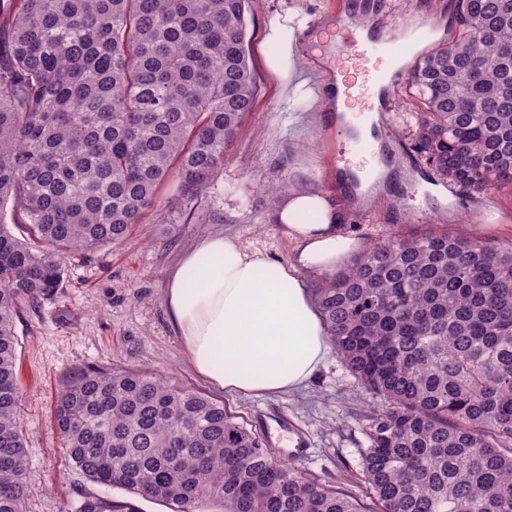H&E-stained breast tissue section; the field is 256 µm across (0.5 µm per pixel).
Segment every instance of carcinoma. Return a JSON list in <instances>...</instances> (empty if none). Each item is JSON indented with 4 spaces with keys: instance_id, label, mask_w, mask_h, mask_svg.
<instances>
[{
    "instance_id": "1",
    "label": "carcinoma",
    "mask_w": 512,
    "mask_h": 512,
    "mask_svg": "<svg viewBox=\"0 0 512 512\" xmlns=\"http://www.w3.org/2000/svg\"><path fill=\"white\" fill-rule=\"evenodd\" d=\"M249 0H0V512H22L15 317L71 254L129 236L177 179L195 198L255 104ZM409 72L427 180L512 189V0H455ZM340 358L374 401L370 505L278 459L224 401L145 370L59 396L72 466L122 492L77 512H512V251L389 233L318 289Z\"/></svg>"
}]
</instances>
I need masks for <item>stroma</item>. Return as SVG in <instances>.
<instances>
[{
    "mask_svg": "<svg viewBox=\"0 0 512 512\" xmlns=\"http://www.w3.org/2000/svg\"><path fill=\"white\" fill-rule=\"evenodd\" d=\"M377 25L398 33L426 29L425 47L439 38L432 27L448 23L450 0H384ZM336 0H252L248 12V51L256 103L207 188L186 199L170 183L158 207L130 237L94 254L66 259L55 297L25 304L15 319L21 427L27 449V497L23 512H76L83 494H105L103 486L75 470L54 427L61 392L89 369L147 370L175 384L205 389L164 304L170 270L203 236L221 233L247 251L285 262L293 245L275 220L288 193L316 190L344 210L343 232L369 246L388 231L454 232L485 225L483 241L512 249V193L493 190L467 198L436 195L420 178L413 150L415 123L398 115L417 109L404 87L390 88L378 117L388 132L357 152L344 148L336 115L321 109V98L336 74L330 58L339 41L333 21ZM300 33L301 57L282 65V45L269 41L272 28ZM383 156L392 182L372 202L350 207L352 197L337 172L351 174ZM341 169H333V161ZM227 409L243 419L283 459L320 483L354 490L360 482L359 448L365 447L362 417L372 400L337 354H330L312 380L292 395H224ZM304 453L293 457L295 436Z\"/></svg>",
    "mask_w": 512,
    "mask_h": 512,
    "instance_id": "1",
    "label": "stroma"
}]
</instances>
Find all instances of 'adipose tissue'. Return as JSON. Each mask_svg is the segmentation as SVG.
I'll use <instances>...</instances> for the list:
<instances>
[{
	"instance_id": "1",
	"label": "adipose tissue",
	"mask_w": 512,
	"mask_h": 512,
	"mask_svg": "<svg viewBox=\"0 0 512 512\" xmlns=\"http://www.w3.org/2000/svg\"><path fill=\"white\" fill-rule=\"evenodd\" d=\"M275 214L295 244L287 262L212 234L167 278L168 319L194 370L228 394L281 395L311 378L331 343L302 273L338 271L360 249L320 192L289 193Z\"/></svg>"
}]
</instances>
